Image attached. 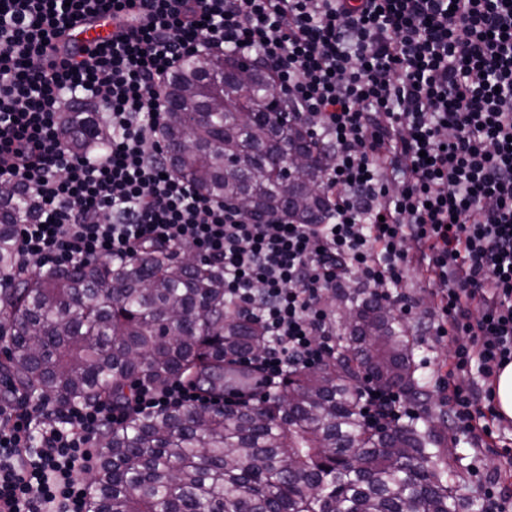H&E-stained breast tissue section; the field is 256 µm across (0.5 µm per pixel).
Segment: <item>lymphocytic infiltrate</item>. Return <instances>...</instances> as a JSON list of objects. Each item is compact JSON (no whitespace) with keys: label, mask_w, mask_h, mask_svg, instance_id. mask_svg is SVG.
Returning a JSON list of instances; mask_svg holds the SVG:
<instances>
[{"label":"lymphocytic infiltrate","mask_w":512,"mask_h":512,"mask_svg":"<svg viewBox=\"0 0 512 512\" xmlns=\"http://www.w3.org/2000/svg\"><path fill=\"white\" fill-rule=\"evenodd\" d=\"M112 16L71 49L76 18ZM273 64L289 122L327 143L322 224H257L171 175L165 86L188 49ZM103 104L101 153L73 154L65 102ZM0 183L33 212L26 270L187 250L224 274L235 311L270 337L257 386L326 361L329 294L400 288L410 265L436 289L426 330L451 337L441 380L458 428L493 444L483 406L512 363V0H0ZM195 381L137 387L129 404L45 415L0 403V512H87L98 438L131 411L206 404Z\"/></svg>","instance_id":"1"}]
</instances>
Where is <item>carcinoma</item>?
<instances>
[{
	"instance_id": "cac0c4a2",
	"label": "carcinoma",
	"mask_w": 512,
	"mask_h": 512,
	"mask_svg": "<svg viewBox=\"0 0 512 512\" xmlns=\"http://www.w3.org/2000/svg\"><path fill=\"white\" fill-rule=\"evenodd\" d=\"M226 55L180 64L166 85L176 104L164 135L190 147L170 169L217 198H240L270 216L325 222L323 170L307 172L297 208L266 170L270 152L322 155L288 112L269 71L251 63V94L224 81ZM212 121L193 125L199 101ZM59 123L68 146L102 147L96 106L71 107ZM32 203L18 188L0 191V376L22 398L62 410L79 400L124 401L140 384L161 389L188 374L212 393L249 385L250 372L224 362L253 357L269 338L224 299V274L200 260L149 248L129 261L19 272L17 227ZM345 332L319 367L293 366L270 395L216 407H172L130 415L106 431L92 488V512H472L448 469L447 442L430 425V397L418 376L416 337L391 305L366 290L334 295ZM398 388L419 401L422 423L382 428L364 421L363 390Z\"/></svg>"
}]
</instances>
